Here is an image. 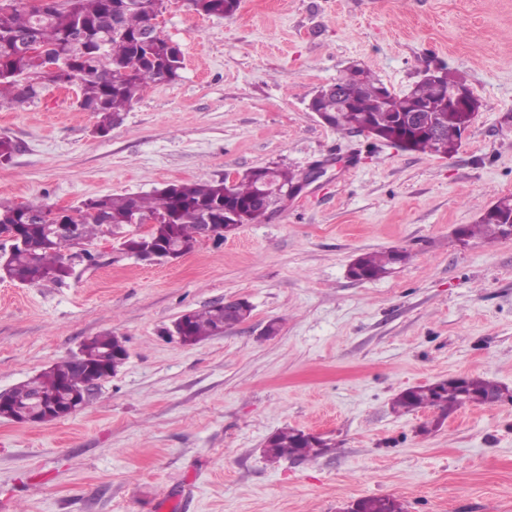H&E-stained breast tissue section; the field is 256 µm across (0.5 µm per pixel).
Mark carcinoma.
I'll return each instance as SVG.
<instances>
[{
    "label": "carcinoma",
    "mask_w": 512,
    "mask_h": 512,
    "mask_svg": "<svg viewBox=\"0 0 512 512\" xmlns=\"http://www.w3.org/2000/svg\"><path fill=\"white\" fill-rule=\"evenodd\" d=\"M189 2L197 13L215 17H230L240 5V0ZM154 6L155 0H48L44 12L38 14L26 0H0V100L28 102L39 97L43 87L71 80L82 92L79 107L97 115L99 132L121 125L146 89L177 80L183 69V58L171 53V39L145 35ZM25 43L36 45L42 55L23 54L20 46ZM45 60L55 63L58 72L37 81L35 75ZM375 81L360 68L349 69L336 79L342 100L325 95L318 102L319 110L339 113L336 129L358 132L371 122L376 109L399 118L422 108L443 127L441 138L432 141L421 130L392 131L386 135L389 144L444 157L458 152L461 144L453 131L459 129L462 115L448 108L431 79L425 77L401 94L388 90L384 95ZM267 172L270 185L280 192L297 180V174L289 169L269 167ZM262 188L260 176L250 170L229 188L219 179L170 183L146 195L88 198L72 207L71 215H58L41 202L23 206L0 203V234L20 233L11 239L0 272L27 285L68 278L72 269L64 261L66 246L56 239V224L76 225L77 245L83 246L104 234L103 225L121 229L138 216L156 221L153 236L163 251L190 252L199 244L201 224L216 225L215 238H224V198L246 203ZM463 230L468 238L503 236L502 225L491 217ZM406 260L407 254L395 249L365 253L354 266L360 277L375 280ZM223 322L224 309L216 305L190 312L189 341L196 344L217 335ZM81 353V364L71 358L61 360L9 391L5 417L27 423L41 419L46 409L71 411L83 403L88 374L112 376L125 349L122 339L105 333L84 341ZM464 391L476 398L491 395L500 400L509 395L508 388L479 376L466 378L463 388L441 380L399 393L391 409L395 414L431 409L444 421L462 407ZM327 447L322 440L312 443L302 430L285 427L268 439L264 453L276 461L305 460L317 457ZM360 503V512H404L401 502L390 497H366Z\"/></svg>",
    "instance_id": "1"
}]
</instances>
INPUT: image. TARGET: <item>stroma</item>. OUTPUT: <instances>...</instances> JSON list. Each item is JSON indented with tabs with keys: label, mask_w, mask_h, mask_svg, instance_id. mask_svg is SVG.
Returning <instances> with one entry per match:
<instances>
[{
	"label": "stroma",
	"mask_w": 512,
	"mask_h": 512,
	"mask_svg": "<svg viewBox=\"0 0 512 512\" xmlns=\"http://www.w3.org/2000/svg\"><path fill=\"white\" fill-rule=\"evenodd\" d=\"M162 33L179 78L95 134L78 85L0 104L18 146L0 201L51 208L276 164L324 174L260 224L147 264L118 238L64 282L0 280V393L111 333L127 359L79 410L0 418V512H345L367 496L406 512H512V402L392 413L403 390L480 376L512 389V239L459 242L512 195V0H241L227 18L176 0ZM352 64L394 93L447 66L482 102L450 157L323 123L308 104ZM410 253L384 278L360 255ZM238 298L250 318L195 345L185 312ZM280 320L277 335L266 324ZM333 446L272 461L279 429Z\"/></svg>",
	"instance_id": "stroma-1"
}]
</instances>
